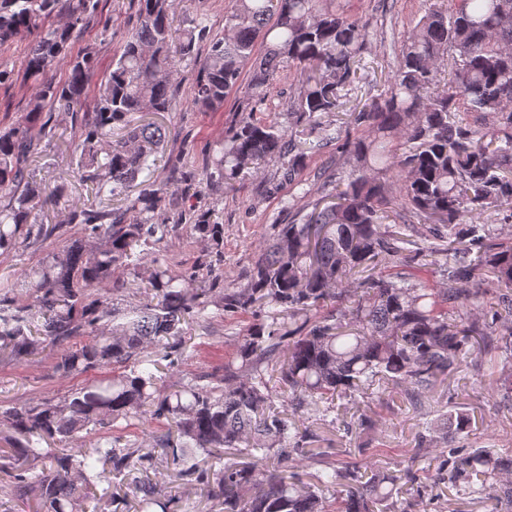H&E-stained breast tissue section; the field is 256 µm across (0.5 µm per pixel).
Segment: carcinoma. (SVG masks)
<instances>
[{
  "mask_svg": "<svg viewBox=\"0 0 512 512\" xmlns=\"http://www.w3.org/2000/svg\"><path fill=\"white\" fill-rule=\"evenodd\" d=\"M99 2L0 0V45L32 36L24 71L34 87L29 108L0 127V250L62 228L36 223L35 210L47 198L30 170L53 137L55 112L80 118L70 145L80 181L98 198L127 201L123 209L70 212L82 237L27 274L30 302L0 292V359L55 350L54 369L65 376L114 369L58 401L0 409V460H9L0 472L33 497L32 512H87L97 485L154 466L151 453L110 441L78 446L88 426L118 419L163 422L156 446L199 480L214 476L224 512H408L391 502L397 483L455 485L474 477L489 498L512 501V455L483 446L448 449L434 473L416 467L417 451L404 469L357 471L345 497L330 506L288 474L307 435L274 406L278 395L298 413L377 385L398 389L418 409L438 379L467 366L471 352L512 355V241L468 221L490 207L512 211V0H456L451 10L439 0L429 7L403 40L384 93L350 113L345 130L326 117L357 80L369 21L339 0H233L221 38L200 20L177 32L174 0H136L138 25L100 82L94 111L82 113L96 52L72 56L68 44ZM203 42L207 56L192 104L215 110L240 93L248 112L224 137V155L207 180L258 174L278 158L292 181L309 155L328 145L353 168L343 180L318 171L321 196L313 210L260 247L244 287L226 288L195 270L157 268L143 282L145 298L118 308L109 296L121 287L120 274L140 259L141 248L184 224L222 261L224 225L185 206L178 192L138 181L157 164L165 132L154 121L131 119L169 111L177 65ZM61 62L68 69L63 82L49 76ZM292 69L303 79L289 96L288 126L256 116L281 73ZM298 128L313 130L315 139H297ZM117 130L121 137L110 141ZM398 209L424 243L412 255L384 224ZM386 257L393 270L376 271ZM435 268L446 274L445 285L430 283ZM472 282L501 291L496 309H486ZM212 298L226 313L263 312L266 319L245 328L224 374L165 383L162 373L186 353L182 324L204 320ZM471 427L469 414L450 412L428 430L446 445ZM201 452L227 461L217 471L203 469ZM32 462L43 466L35 477ZM130 491L140 512H166L156 485L142 480Z\"/></svg>",
  "mask_w": 512,
  "mask_h": 512,
  "instance_id": "1",
  "label": "carcinoma"
}]
</instances>
